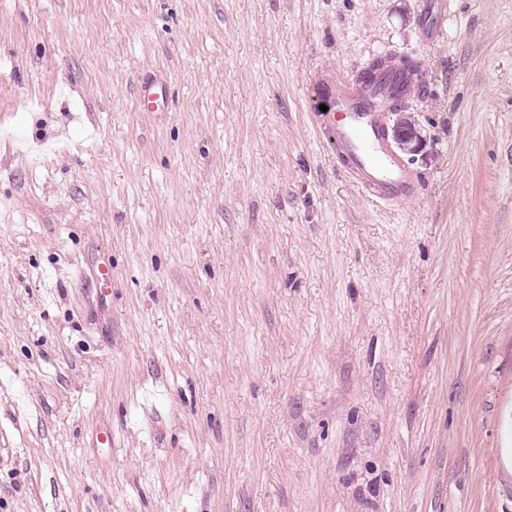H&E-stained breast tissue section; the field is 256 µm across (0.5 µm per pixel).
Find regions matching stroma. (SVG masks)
<instances>
[{"instance_id": "1", "label": "stroma", "mask_w": 512, "mask_h": 512, "mask_svg": "<svg viewBox=\"0 0 512 512\" xmlns=\"http://www.w3.org/2000/svg\"><path fill=\"white\" fill-rule=\"evenodd\" d=\"M436 2L0 0V512H512V0ZM391 55L383 204L313 86Z\"/></svg>"}]
</instances>
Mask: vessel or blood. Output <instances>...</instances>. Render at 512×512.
<instances>
[{
	"instance_id": "obj_1",
	"label": "vessel or blood",
	"mask_w": 512,
	"mask_h": 512,
	"mask_svg": "<svg viewBox=\"0 0 512 512\" xmlns=\"http://www.w3.org/2000/svg\"><path fill=\"white\" fill-rule=\"evenodd\" d=\"M414 74L388 62L371 79L361 75L320 76L315 81L327 99L316 112L317 128L335 146L336 160L372 200L413 198L418 178L394 149L387 134V112L395 94H409Z\"/></svg>"
}]
</instances>
